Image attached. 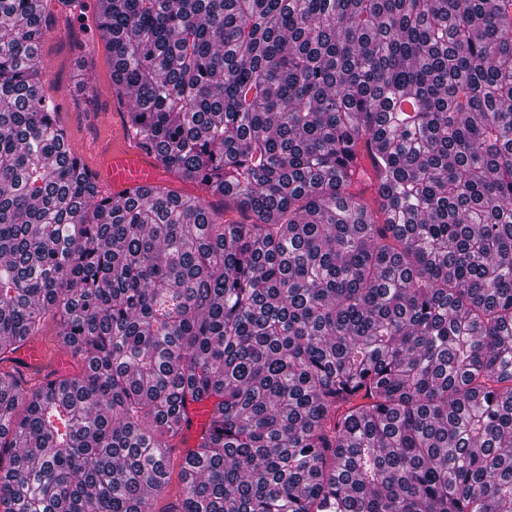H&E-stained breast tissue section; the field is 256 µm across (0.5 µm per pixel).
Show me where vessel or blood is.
Listing matches in <instances>:
<instances>
[{
    "label": "vessel or blood",
    "mask_w": 512,
    "mask_h": 512,
    "mask_svg": "<svg viewBox=\"0 0 512 512\" xmlns=\"http://www.w3.org/2000/svg\"><path fill=\"white\" fill-rule=\"evenodd\" d=\"M96 121L102 134L86 149L87 167L107 195L130 196L158 183L180 187L176 175L166 172L154 156L140 148L122 113L101 112Z\"/></svg>",
    "instance_id": "1"
}]
</instances>
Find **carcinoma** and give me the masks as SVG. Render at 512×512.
Masks as SVG:
<instances>
[{
    "mask_svg": "<svg viewBox=\"0 0 512 512\" xmlns=\"http://www.w3.org/2000/svg\"><path fill=\"white\" fill-rule=\"evenodd\" d=\"M96 24L141 148L216 202L105 196L41 93L54 17L0 0V512H512V0ZM49 328L78 369L36 382Z\"/></svg>",
    "mask_w": 512,
    "mask_h": 512,
    "instance_id": "1",
    "label": "carcinoma"
}]
</instances>
